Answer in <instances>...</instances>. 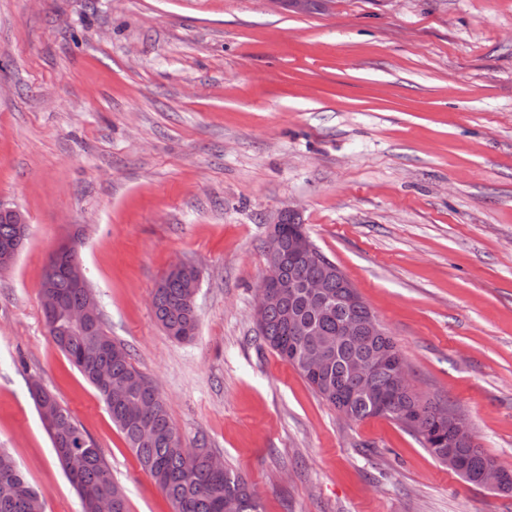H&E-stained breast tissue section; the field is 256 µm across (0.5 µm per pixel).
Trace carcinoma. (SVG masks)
Masks as SVG:
<instances>
[{"instance_id": "1", "label": "carcinoma", "mask_w": 512, "mask_h": 512, "mask_svg": "<svg viewBox=\"0 0 512 512\" xmlns=\"http://www.w3.org/2000/svg\"><path fill=\"white\" fill-rule=\"evenodd\" d=\"M281 238L266 243V257H285L283 275L303 283L325 278L329 260L319 251L306 258L291 255L288 243L298 235L300 222L288 215ZM25 237L23 228L0 217V250L17 249ZM68 259L50 256L43 279L52 285L58 309L44 312L49 336L68 357L85 380L104 402L112 423L123 434L140 466L159 486L172 506V512H259V507L246 482L227 470H214L207 456H190L183 448L171 422L167 406L154 384L131 361L129 352L113 342L101 316L91 326L73 329L60 318L61 310L76 308L92 297L91 289L79 288L65 273ZM327 301L323 306L310 302L304 295L288 299L282 307L265 310L257 323L259 336L285 362L294 366L309 386L336 409H346L355 420L376 416L370 398L359 394L361 383L353 377L348 364L353 359L367 360L381 348L396 349L388 335L374 336L362 331L358 336H343L340 325L352 318L364 322L371 309L352 307L342 302L345 289L336 276L326 278ZM299 319L304 336H294L288 327V312ZM156 321L169 336L185 341L191 339L198 326L196 304L190 299V289L180 277H168L153 295ZM310 344L329 346V358L324 373L312 375L300 361ZM109 381L103 384L99 372ZM374 387L388 395L382 415L406 424V418L421 411L428 419V432L418 440L439 461L448 455L450 428L444 411L453 408L419 398L413 392H399L393 386L392 373L380 369L372 374ZM35 405L48 404L56 415L60 433L50 436L52 446L63 470L76 488L81 500V512H94L91 503L97 498H109L112 512H129L122 488L112 478L99 448L86 430L63 407L55 394L38 381L30 383ZM456 453L467 472L481 469L488 457L477 444L456 445ZM0 512H43L40 494L29 483L13 459L0 450Z\"/></svg>"}]
</instances>
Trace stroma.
<instances>
[{"mask_svg": "<svg viewBox=\"0 0 512 512\" xmlns=\"http://www.w3.org/2000/svg\"><path fill=\"white\" fill-rule=\"evenodd\" d=\"M0 203L29 236L0 273V448L44 512H81L28 388L90 435L130 512H172L39 298L72 239L106 329L188 448L261 512H512L399 422L351 420L259 337L271 222L297 210L403 355L512 469V0H0ZM201 273L194 337L156 323ZM167 275L180 276L168 277L164 280L163 286L158 288L162 279L158 282L153 295V312L156 321L167 332L169 336L185 341L191 339L198 326V315L196 304L190 299L198 292L200 275L190 267V263L178 261L173 263Z\"/></svg>", "mask_w": 512, "mask_h": 512, "instance_id": "1", "label": "stroma"}]
</instances>
